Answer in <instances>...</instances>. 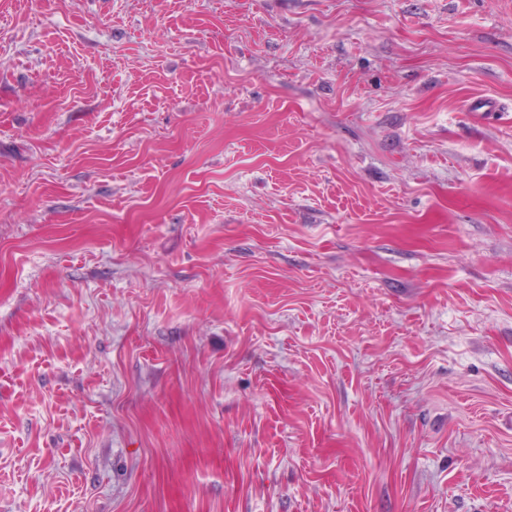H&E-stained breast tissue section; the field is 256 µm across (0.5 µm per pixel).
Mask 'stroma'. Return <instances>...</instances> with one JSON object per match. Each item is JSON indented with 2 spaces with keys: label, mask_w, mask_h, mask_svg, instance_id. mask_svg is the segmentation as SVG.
<instances>
[{
  "label": "stroma",
  "mask_w": 512,
  "mask_h": 512,
  "mask_svg": "<svg viewBox=\"0 0 512 512\" xmlns=\"http://www.w3.org/2000/svg\"><path fill=\"white\" fill-rule=\"evenodd\" d=\"M0 512H512V0H0Z\"/></svg>",
  "instance_id": "obj_1"
}]
</instances>
